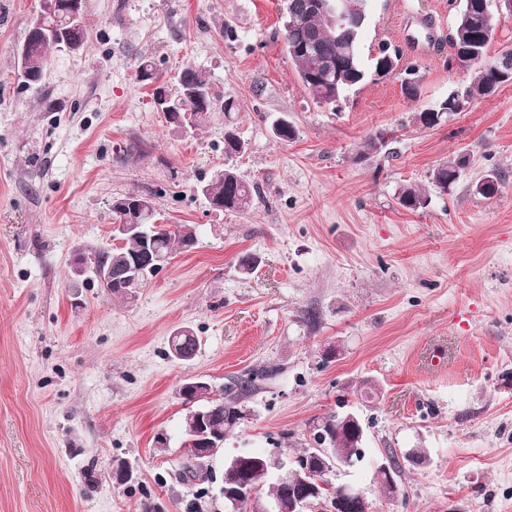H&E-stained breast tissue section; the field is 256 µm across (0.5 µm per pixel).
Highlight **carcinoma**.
I'll return each mask as SVG.
<instances>
[{"mask_svg":"<svg viewBox=\"0 0 512 512\" xmlns=\"http://www.w3.org/2000/svg\"><path fill=\"white\" fill-rule=\"evenodd\" d=\"M370 0H352L355 10V18L347 24V39L340 41L335 38L331 22L320 14L307 17L304 31L283 33L285 50L295 64L299 77L308 89L316 103L336 108V102L346 98L347 93L356 86L370 78L374 81L388 77V58L394 62L401 59L399 48L382 51L365 63L363 54V37L367 21H358L357 16L369 13ZM483 0H460V7L456 15L454 30L456 33L468 34L472 37L471 46L475 47V55L472 62L465 66V71L474 73V79L461 87L464 95L471 101L485 99L497 92L499 88L509 83L512 77L504 79L496 68V63L501 58L512 59V49L501 51L496 57H488V47L493 39L498 26L503 18L493 10L486 11L480 7ZM88 36L87 25L79 28H70L64 36L55 32L27 31L26 37L18 50V76L23 88H31L38 85L44 75V69L50 54L55 50L75 49L77 43L85 42ZM312 37V43L300 53L290 52V45L294 40H302ZM176 79L188 87H203L211 89L206 76L199 69L187 64L177 74ZM217 97L208 94V99L198 101L188 97L181 102L179 112L189 115L191 122L199 127L208 125L215 112ZM448 103H443L437 109L422 112L418 121L425 128H431L439 124L444 115L448 114ZM244 149V142L240 139L234 128H229L224 133V152L227 155H236ZM467 166V159L460 156L453 161L434 168L430 175V181L442 188L451 187L461 177ZM255 186L244 181L234 170H224V179L212 180L206 184V192L214 199L224 201V210L229 212L247 211L253 200ZM142 200L140 196H124L112 202V213L115 219L122 224L130 223L127 216L131 214V203ZM398 203L405 209L418 210L428 203V197L419 187L406 184L399 188ZM138 223L145 228L153 229L155 234V248L157 253L169 262L174 247L193 245V234L172 233L154 222V209L151 201H146L144 208L138 211ZM143 249L141 240L127 237L122 245L111 250H103L93 256L95 263L106 265L112 260L121 263H131L136 260ZM113 297L127 302L135 299L138 289L146 286L142 279L130 280L122 285L110 286L100 283ZM199 347L198 337L193 332L177 331L170 336L169 348L191 358ZM189 392L184 402L197 404L198 411H212V417L207 423V431L211 434L212 443L206 446L208 455H213L216 450L224 445L226 434L237 427L235 415L243 410L242 398L250 391L252 379H243L237 383V388L231 387L215 392L211 386L199 387L195 385V379L185 380ZM282 489L275 478L266 476L264 486L258 488L254 494L243 495L241 505L236 512H248V508L264 512L276 509L277 501L281 500Z\"/></svg>","mask_w":512,"mask_h":512,"instance_id":"1","label":"carcinoma"}]
</instances>
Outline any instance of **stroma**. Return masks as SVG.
I'll return each mask as SVG.
<instances>
[{"label": "stroma", "instance_id": "stroma-1", "mask_svg": "<svg viewBox=\"0 0 512 512\" xmlns=\"http://www.w3.org/2000/svg\"><path fill=\"white\" fill-rule=\"evenodd\" d=\"M39 5L0 0V512H225L227 459H293L341 412L361 420L365 458L329 478L372 512H512V86L416 119L471 78L445 64L459 0H370L365 56L400 46L419 96L395 74L335 112L284 50L285 0H85L86 42L26 90L17 49ZM144 59L166 81L192 64L233 99L244 152L225 156L223 115L167 124ZM281 117L293 140L276 138ZM461 155V179L434 187ZM227 167L258 187L246 214L201 192ZM403 184L427 206L403 209ZM129 194L196 240L124 303L71 261L115 247L112 203ZM181 328L200 340L187 362L169 353ZM194 376L254 383L247 419L185 482L179 387ZM391 452L393 494L373 480ZM466 166V157L460 156L452 162L434 168L429 175L430 181L433 185H438L442 188L447 186L448 188H451L456 182H458Z\"/></svg>", "mask_w": 512, "mask_h": 512}]
</instances>
